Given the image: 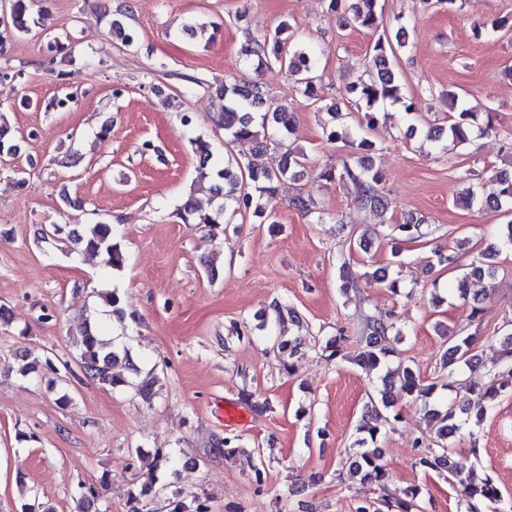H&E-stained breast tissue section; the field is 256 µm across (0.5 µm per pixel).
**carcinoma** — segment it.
I'll return each instance as SVG.
<instances>
[{
    "label": "carcinoma",
    "instance_id": "obj_1",
    "mask_svg": "<svg viewBox=\"0 0 512 512\" xmlns=\"http://www.w3.org/2000/svg\"><path fill=\"white\" fill-rule=\"evenodd\" d=\"M11 2L10 18L13 31L25 34L34 22L35 8L42 7L47 0H9ZM327 10L336 16L344 27L352 26L368 30L374 35L368 61L364 70L345 87L340 99L328 108L330 122L324 129L326 141L330 144L341 139L336 129V122L344 116L342 105L350 104L358 109H365L364 119L370 126L376 121L373 108L380 102L389 101L399 104L404 111L412 110V104L402 96L398 77L394 71L390 55L393 46H405L409 29L399 25L389 29L384 27L379 0H327ZM288 24L280 23L272 32H265L241 48V54L249 62H255L256 68L276 66L290 72L295 77L296 91L308 102L316 105L323 99V87L318 74V53L286 36ZM208 92L224 100V112L216 119V125L232 140L252 141L256 150L267 148L268 143L278 137L282 140L293 132L291 116L287 106L275 98H267L254 84L246 82L226 83L216 81L206 84ZM451 106L457 109L452 122L444 128H434L427 132L426 139L437 144L445 153L454 150L468 140L469 126L476 119V113L469 111L459 103V95L448 93ZM194 152L199 158L196 182L199 188H208L217 201L216 209L211 214L198 213L193 197H188L179 209V215L185 221L193 219L198 224L217 227L232 223L240 212H250L262 223H273L267 206L280 191L296 177L299 169H312L316 179L329 187L336 182L351 181L360 188V205L364 208L385 210L389 200L382 191L383 174L376 168L372 151L373 144L362 138L355 144V151L349 154L340 165L324 164L310 167L309 156L301 149L288 148L282 154L278 168L272 169L255 162H242L227 159L219 167L212 163L213 152L209 141L197 137L191 141ZM471 199L477 201L481 208L498 211L512 204V171H494L477 189H469ZM74 244L84 251L104 255V265L111 271L122 268L125 257L118 243L113 240L112 226L106 223L86 224L74 239ZM512 248V223L507 225V232L500 243L493 245L484 254V258L471 263L473 275H492L495 267L491 262L499 248ZM110 313L118 321L125 320V312L120 307L116 292L107 291L100 294ZM95 317L91 316L76 327L72 343L85 374L98 383L116 388L127 384L126 378L115 372L120 358L128 357L124 348H107L94 330ZM401 331L397 327L395 314L371 316L363 322L362 336L358 341L359 349L350 354L343 352L342 342L346 337L338 336L326 344L330 356H342L367 370H377L387 364L389 356L394 353L393 343L398 341ZM478 336L470 335L457 339L443 352L444 366L452 375L462 366L471 367L476 359L474 346ZM504 352L501 366L492 375L490 384L480 389L471 390L470 395L461 399H450L445 405L431 403L435 389L433 384H425L415 371L405 365L398 366L385 376L384 388L380 392L379 402L371 403L367 413L362 415L357 426L359 438L352 454L353 472L367 482L384 487L387 474L380 463V450L377 438L380 433L379 409L389 412L392 419H400V412L394 409L391 391H399L416 397H423L424 417L428 425L435 428L434 439L416 440L417 454L415 465L424 471H434L440 476L451 479L461 488L468 502L469 512L474 510L473 501L482 500L484 507L493 508L501 502L502 494L493 481L480 485L469 482L464 476V464L448 448V439L453 437L461 427L469 422L479 423L488 409L502 394L512 391V336L504 338ZM301 340L297 337L279 336L274 342L276 351L290 359L296 357L301 349ZM418 490L411 489L405 498L391 500L381 498L356 508V512H413Z\"/></svg>",
    "mask_w": 512,
    "mask_h": 512
}]
</instances>
